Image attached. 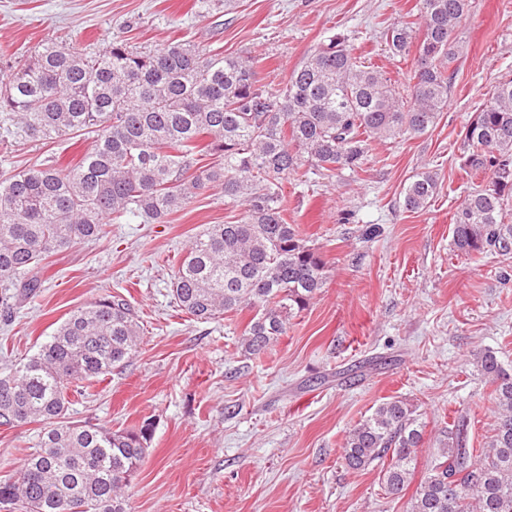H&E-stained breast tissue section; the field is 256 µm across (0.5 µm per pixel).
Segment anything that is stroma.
Returning <instances> with one entry per match:
<instances>
[{"label": "stroma", "mask_w": 512, "mask_h": 512, "mask_svg": "<svg viewBox=\"0 0 512 512\" xmlns=\"http://www.w3.org/2000/svg\"><path fill=\"white\" fill-rule=\"evenodd\" d=\"M417 3L237 0L201 19L192 0H0V59L74 32L91 52L116 36L138 48L183 37L261 56V84L278 87L341 33L405 93L411 65L390 57L381 35L416 21ZM461 30L465 55L429 132L372 141L364 172L328 177L306 166L285 183V218L321 254L327 278L264 353L240 346L251 312L198 322L173 303L171 280L189 242L239 216L216 191L167 223L134 217L44 260L41 292L0 325V368L37 354L95 298L128 301L142 329L136 353L73 397L67 417L115 430L151 423L149 451L124 491L129 512H407L408 499L383 494L381 462L353 471L343 461L348 431L393 398L417 408L431 440L468 412L470 444L484 447L494 404L473 355L492 350L512 371V258L457 252L452 216L490 181L462 168V145L493 86L512 78V0H474ZM94 140L81 132L48 143L0 116V175L76 163ZM425 167L437 172L439 193L426 210H407L403 189ZM41 430L0 426V481L18 476Z\"/></svg>", "instance_id": "obj_1"}]
</instances>
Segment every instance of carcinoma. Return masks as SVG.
Wrapping results in <instances>:
<instances>
[{
    "instance_id": "cac0c4a2",
    "label": "carcinoma",
    "mask_w": 512,
    "mask_h": 512,
    "mask_svg": "<svg viewBox=\"0 0 512 512\" xmlns=\"http://www.w3.org/2000/svg\"><path fill=\"white\" fill-rule=\"evenodd\" d=\"M229 0H193L198 18ZM472 0H419L418 21L383 33L389 52L413 58L409 94L334 35L294 68L281 88L260 84L258 60L173 38L138 50L114 38L102 52L78 39H49L0 67V112L48 142L92 129L93 147L70 166L43 165L0 179V322L34 297L50 254L95 241L104 221L162 224L201 191L218 189L242 207L232 224H211L175 271L171 295L200 321L254 312L241 340L258 355L287 332L326 279V263L283 217V185L305 164L330 175L364 171L368 142L420 136L448 107L452 65L464 52L460 24ZM462 165L490 172L453 216L464 254L512 255V79L495 86L465 127ZM439 191L423 169L404 204L424 210ZM140 326L121 295L72 311L15 371H0V425L46 424L17 478L0 481L6 512H126L123 489L139 469L151 424L114 430L66 420L70 393L112 374L136 352ZM492 387L496 420L482 449L468 443L470 417L456 415L439 440L409 512H512V374L495 352L474 354ZM425 424L401 400L381 403L348 432L343 459L363 470L382 459L384 495L412 482Z\"/></svg>"
}]
</instances>
